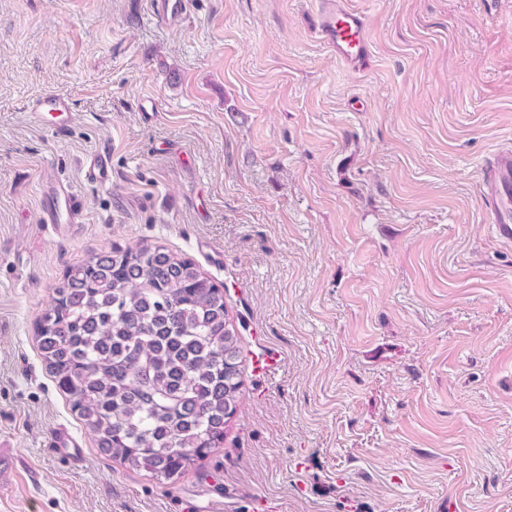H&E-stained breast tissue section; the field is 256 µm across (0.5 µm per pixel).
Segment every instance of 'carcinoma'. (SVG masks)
<instances>
[{
  "label": "carcinoma",
  "mask_w": 512,
  "mask_h": 512,
  "mask_svg": "<svg viewBox=\"0 0 512 512\" xmlns=\"http://www.w3.org/2000/svg\"><path fill=\"white\" fill-rule=\"evenodd\" d=\"M39 348L104 455L176 481L224 444L242 385L224 291L162 245L68 268Z\"/></svg>",
  "instance_id": "1"
}]
</instances>
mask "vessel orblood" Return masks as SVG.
<instances>
[{
  "label": "vessel or blood",
  "instance_id": "1",
  "mask_svg": "<svg viewBox=\"0 0 512 512\" xmlns=\"http://www.w3.org/2000/svg\"><path fill=\"white\" fill-rule=\"evenodd\" d=\"M155 15L162 22L181 24L189 15L191 0H151ZM324 44L348 68L362 69L370 56L371 38L365 15L351 7L349 0H321L316 24ZM72 102L68 94L49 93L36 98L32 110L40 124L70 115ZM86 178L106 186L112 181V165L108 153L91 157L86 164ZM512 179V152H502L485 168L482 187L486 208L492 223L498 224L503 237L512 236V210L501 202V191ZM76 201L66 192L56 193L47 215L51 224L74 221Z\"/></svg>",
  "mask_w": 512,
  "mask_h": 512
}]
</instances>
